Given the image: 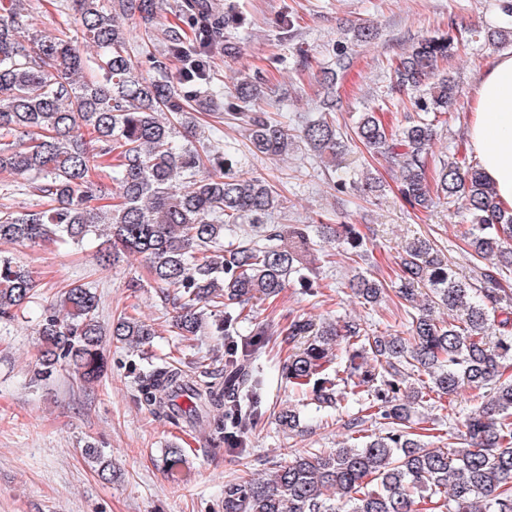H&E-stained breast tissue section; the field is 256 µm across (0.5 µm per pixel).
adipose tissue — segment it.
Listing matches in <instances>:
<instances>
[{"instance_id":"adipose-tissue-1","label":"adipose tissue","mask_w":512,"mask_h":512,"mask_svg":"<svg viewBox=\"0 0 512 512\" xmlns=\"http://www.w3.org/2000/svg\"><path fill=\"white\" fill-rule=\"evenodd\" d=\"M467 138L482 172L512 207V56H499L475 91Z\"/></svg>"}]
</instances>
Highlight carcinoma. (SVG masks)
Segmentation results:
<instances>
[{"instance_id": "cac0c4a2", "label": "carcinoma", "mask_w": 512, "mask_h": 512, "mask_svg": "<svg viewBox=\"0 0 512 512\" xmlns=\"http://www.w3.org/2000/svg\"><path fill=\"white\" fill-rule=\"evenodd\" d=\"M72 3L74 29L43 35L27 28L23 0H0V171L30 176L45 197L37 208L0 210V244L91 241L99 261L112 266L144 257L154 281L177 291L179 334L195 336L211 325L227 337V359L220 370L202 364L193 374L169 362L146 369L136 376L138 401L176 426H205L216 448L245 447L248 430L264 414L256 361L274 334L291 345L282 372L293 388L320 407L352 402L364 412L356 417L362 435L353 445L299 454L268 478L225 484L224 512H420L422 505L430 512H512V210L476 167L450 158L429 174L434 121L457 94L438 61L454 55L462 39L423 38L391 60L392 88L415 92L416 118L389 129L370 108L346 135L336 127L337 76L350 66L354 48L376 37L370 26L357 28L352 41L333 44L335 66L321 71L318 116L297 137L270 113L250 109L263 93L262 72H239L227 93L212 89L214 50L245 23L233 0H181L179 23L163 31V50L153 49L146 31L136 53L126 21L153 20L163 0ZM143 66L153 79L138 76ZM213 108L241 123L256 154L285 157L300 139L336 169L355 140L370 155L392 159L406 206L428 211L445 200L466 217L463 239L476 276H458L431 239L413 238L402 246L395 286L412 341L379 335L357 319L302 315L281 331L254 321L244 342L234 340L236 307L275 298L291 281L310 292L319 287L308 261L317 242H335L360 258L365 235L354 224H323L316 241L307 224L272 222L282 208L277 187L244 170L230 146L216 141L200 152L192 141L177 140L184 116ZM15 132L26 134L25 146L5 142ZM105 156L117 192L112 202L93 206L91 176ZM232 224H249L254 234L226 249L224 232ZM35 287L31 269L0 254L1 316L26 307ZM348 287L372 307L387 292L383 281L363 273ZM98 307L88 286L61 292L39 328L41 373L63 360L86 382L101 377ZM492 327L495 336L488 335ZM154 335L136 317L112 322V338L130 347ZM461 389L473 402L461 423L467 447L441 448L432 435L412 430L414 406L432 393L441 398ZM276 419L290 432L299 428L288 405ZM379 419L385 428L363 427ZM85 455L112 480V459L92 444ZM183 464L180 449L165 452L170 476L181 474Z\"/></svg>"}]
</instances>
